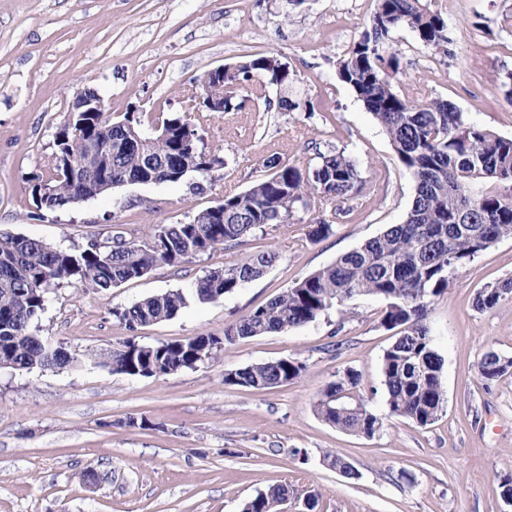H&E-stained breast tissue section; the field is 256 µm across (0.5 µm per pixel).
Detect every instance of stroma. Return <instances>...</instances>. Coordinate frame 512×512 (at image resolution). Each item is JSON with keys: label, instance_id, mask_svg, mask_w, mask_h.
Masks as SVG:
<instances>
[{"label": "stroma", "instance_id": "stroma-1", "mask_svg": "<svg viewBox=\"0 0 512 512\" xmlns=\"http://www.w3.org/2000/svg\"><path fill=\"white\" fill-rule=\"evenodd\" d=\"M448 26L441 57L403 28L392 35L400 88L454 104L470 122L512 137V0H432ZM376 0H0V233L80 249L122 235L145 240L157 225L180 224L224 196L246 190L278 147L305 165L309 142L350 156L363 180L355 211L310 240L311 220L330 206L296 208L291 223L269 224L242 245L216 250L108 291L73 281L55 288L37 332L83 355L68 370L0 368V512H241L258 493L286 484L288 512H512L500 478L512 474V371L485 382L489 351L512 356V298L477 310L487 285L512 278V238L461 269L432 298L427 324L443 360L447 403L420 427L389 416L382 357L394 340L380 317L385 302L359 297L285 332L239 338L217 360L155 377L112 373L88 361L128 338L142 344L223 336L224 327L339 255L403 223L415 184L381 126L336 76V61L358 39ZM272 53L294 75L290 98L313 112L192 111L190 82ZM96 89L113 120L159 112L194 125L200 147L223 155V169L199 186L126 185L67 209L36 211L30 179L55 151L75 92ZM276 253L266 273L216 302L189 300L168 320L129 331L115 309L167 291H190L209 270L258 251ZM304 370L270 389L230 386L224 372L280 358ZM353 390L383 421L368 438L336 428L316 410L321 391L346 370ZM305 449L307 462L292 456ZM359 472L344 478L323 454ZM95 469L100 480L85 483ZM315 508H307V495Z\"/></svg>", "mask_w": 512, "mask_h": 512}]
</instances>
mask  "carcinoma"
<instances>
[{"mask_svg":"<svg viewBox=\"0 0 512 512\" xmlns=\"http://www.w3.org/2000/svg\"><path fill=\"white\" fill-rule=\"evenodd\" d=\"M408 28L425 46L448 55L447 25L441 12L423 0H377V8L360 38L337 63V75L363 102L383 128L393 150L415 182L407 218L334 262L285 289L279 296L224 327V338L194 336L155 345L128 339L97 358L112 372L165 377L197 364L199 350L215 361L235 338L284 332L316 320L335 305L357 297L386 301L380 325L395 331L382 358V383L390 415L425 427L443 410V360L425 323L431 298L445 293L456 273L504 238H512V138L470 122L442 99L415 101L396 89L399 54L390 35ZM292 74L272 54H253L224 68V82L210 79L209 92L224 97V111L238 112L245 102L254 109L282 112L311 109L284 94ZM276 89L271 98L269 89ZM161 129H144L135 113L112 121V113L79 112L78 126L57 136L53 176L31 188L36 211L74 205L125 183H180L191 173L224 167V158L198 148V138L179 117L158 113ZM305 166L282 162L273 149L263 160L266 174L224 205L200 211L187 223L160 224L144 241L121 240L112 248L66 249L20 235L0 234V358L20 370L64 369L82 358L39 336L34 322L45 311L52 289L73 280L94 290H109L148 275L159 265L177 266L217 249H231L267 224H286L297 205L311 200L336 202L342 220L353 208L347 202L361 191L355 161L331 147L312 145ZM275 254L250 253L197 280L191 294L215 302L243 283L260 278ZM512 294V278L484 288L475 307L490 310ZM187 304L182 291L145 298L115 310L133 330L168 320ZM512 369V357L486 352L477 370L494 381ZM303 365L290 358L255 363L224 372V383L270 388L297 378ZM360 375L346 371L330 382L318 400L323 420L343 430L372 437L381 418L350 401ZM323 460L348 479L358 471L338 454ZM288 486H277L248 500L242 512H279Z\"/></svg>","mask_w":512,"mask_h":512,"instance_id":"obj_1","label":"carcinoma"}]
</instances>
